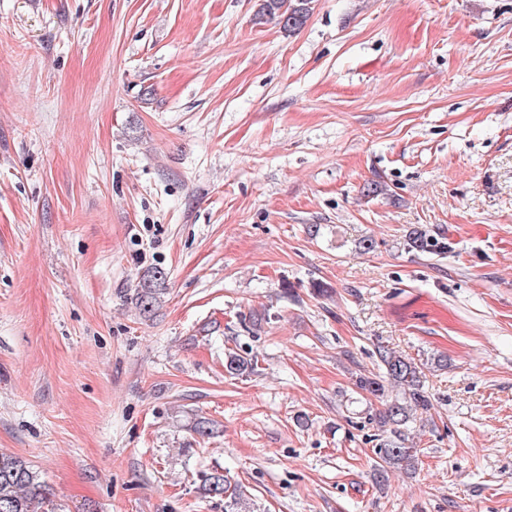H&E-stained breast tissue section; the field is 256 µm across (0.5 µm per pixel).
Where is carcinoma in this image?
<instances>
[{"label": "carcinoma", "instance_id": "1", "mask_svg": "<svg viewBox=\"0 0 512 512\" xmlns=\"http://www.w3.org/2000/svg\"><path fill=\"white\" fill-rule=\"evenodd\" d=\"M312 0H262L260 13L276 19L283 28L295 30L307 19ZM407 249L422 254L441 256L448 253L451 243L442 234H430L414 228L405 239ZM164 273L155 271L143 280L136 294V304L143 313L154 310L159 298V286ZM377 371L356 378L355 387L361 394L374 397L382 410L369 418L379 427V442L375 455V479L383 483L391 468L414 470L417 449L409 444L408 430L417 414L428 413L433 402L425 388L423 370L414 359L383 346H377ZM255 360L235 351L225 355L224 369L232 376L253 372ZM229 479L224 470L215 468L201 477L200 490L211 499H221L228 491ZM51 489L41 481L37 471L22 458L0 452V512H58Z\"/></svg>", "mask_w": 512, "mask_h": 512}]
</instances>
